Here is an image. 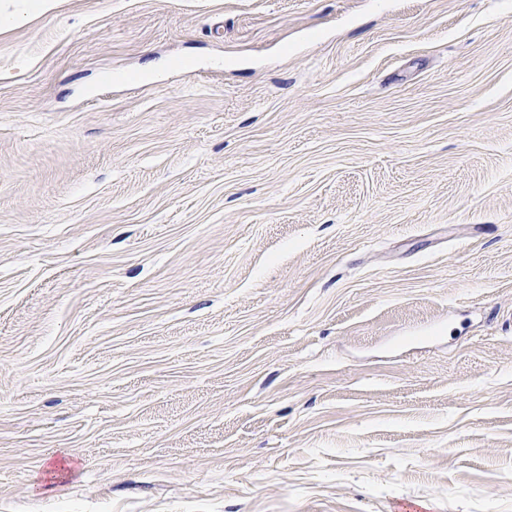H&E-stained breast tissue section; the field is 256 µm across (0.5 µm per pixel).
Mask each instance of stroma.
Masks as SVG:
<instances>
[{
  "mask_svg": "<svg viewBox=\"0 0 512 512\" xmlns=\"http://www.w3.org/2000/svg\"><path fill=\"white\" fill-rule=\"evenodd\" d=\"M0 0V512H512V0Z\"/></svg>",
  "mask_w": 512,
  "mask_h": 512,
  "instance_id": "obj_1",
  "label": "stroma"
}]
</instances>
